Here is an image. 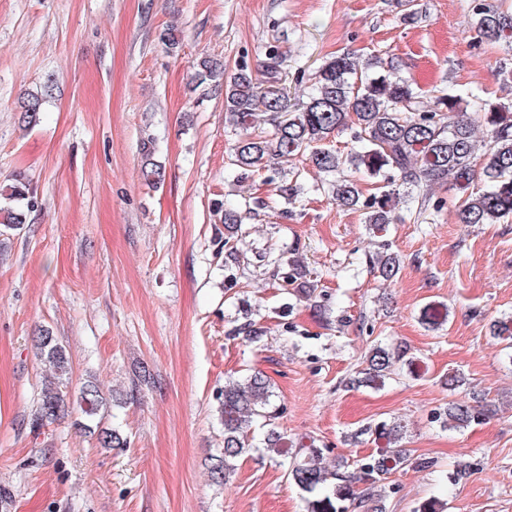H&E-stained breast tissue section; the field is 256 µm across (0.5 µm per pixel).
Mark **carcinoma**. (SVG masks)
Wrapping results in <instances>:
<instances>
[{
    "label": "carcinoma",
    "mask_w": 512,
    "mask_h": 512,
    "mask_svg": "<svg viewBox=\"0 0 512 512\" xmlns=\"http://www.w3.org/2000/svg\"><path fill=\"white\" fill-rule=\"evenodd\" d=\"M472 13L475 39L512 49V8L472 0ZM395 70L394 60L378 55L364 59L350 53L333 56L318 68L312 93L295 108L280 87L279 54L275 50L267 55L261 79L242 64L226 81L224 64L215 58H205L198 64L195 80L200 84L212 81L215 89L224 92L225 122L242 131L231 148V161L246 174L269 167L273 160L306 154L318 172L336 175V180L329 184L336 204L365 211V223L380 231L401 220L400 210L410 208L416 200L411 189L423 182L428 186L448 185L460 195L457 216L462 224H497L511 216L512 104L488 103L474 96L488 125V142L481 152L475 125L460 114L462 94L450 91L426 104L419 100L410 80L392 77ZM53 87L49 80L40 92L30 94L22 102L19 120L24 126L40 121L43 104L52 95ZM261 112L274 123L269 136L255 131ZM351 123L357 127L353 149L345 154L329 148L331 139ZM141 174L151 184L163 177L161 166L149 157ZM477 177L484 181L485 188L474 192L471 187ZM363 180L374 181L376 192L364 196L360 188ZM26 194L22 183L0 190V226L4 230H15L25 222L23 211L13 202L24 199ZM215 210L223 217L224 246L229 256H235L238 242L246 235L248 212L226 207L222 202L215 203ZM374 265L385 281L395 277L399 270L398 260L388 253L377 256ZM447 317L448 310L439 306L423 312V321L430 327L445 323ZM490 335L512 361V316L491 323ZM35 349L36 358L49 365L52 376L45 381L32 416L33 429L53 424L73 409L81 414L75 422L77 429L95 437L100 447H129L128 437L120 428L102 424L110 398L95 382L89 380L73 393L64 390L69 361L52 331L42 330L35 339ZM399 364H413L406 346H374L367 358L364 382H384ZM274 397L270 383L260 372L224 382V448L211 458V476L216 480L229 479L238 459L256 451L287 466L288 478L301 490L312 493L330 487L336 499L344 498L342 487L351 481V476L324 466L322 449L310 445L303 453L292 452L274 431L255 443L253 423L259 419L269 421L279 414ZM482 416L483 406L452 401L443 410L442 424L457 429ZM365 431L382 447L358 460L367 487L350 494L351 506L362 512H382L381 494L375 491V484L397 470L426 468L432 462L414 458L404 449H390L402 439L401 427L394 422H380Z\"/></svg>",
    "instance_id": "cac0c4a2"
}]
</instances>
